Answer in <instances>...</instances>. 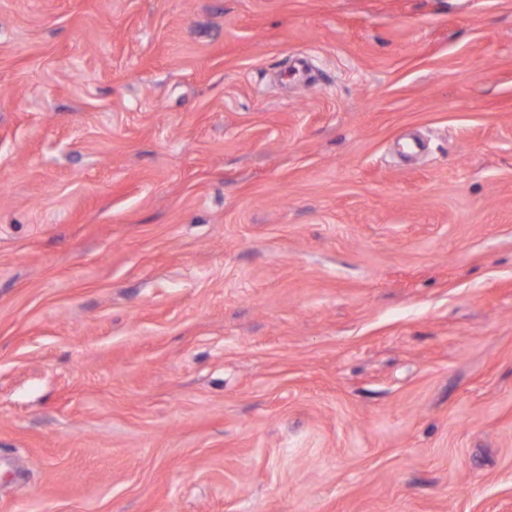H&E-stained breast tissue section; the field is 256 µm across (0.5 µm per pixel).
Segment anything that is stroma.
<instances>
[{
  "instance_id": "35a3bbf8",
  "label": "stroma",
  "mask_w": 512,
  "mask_h": 512,
  "mask_svg": "<svg viewBox=\"0 0 512 512\" xmlns=\"http://www.w3.org/2000/svg\"><path fill=\"white\" fill-rule=\"evenodd\" d=\"M0 512H512V0H0Z\"/></svg>"
}]
</instances>
